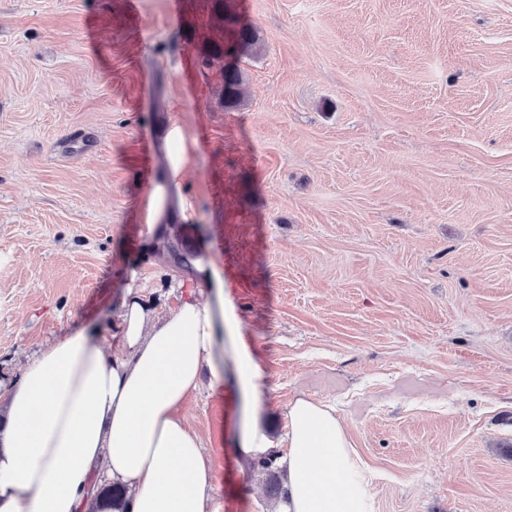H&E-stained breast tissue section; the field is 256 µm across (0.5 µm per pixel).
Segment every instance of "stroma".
<instances>
[{
    "label": "stroma",
    "mask_w": 512,
    "mask_h": 512,
    "mask_svg": "<svg viewBox=\"0 0 512 512\" xmlns=\"http://www.w3.org/2000/svg\"><path fill=\"white\" fill-rule=\"evenodd\" d=\"M241 25L227 108L198 59ZM173 125L189 209L162 239ZM174 242L222 266L273 440L327 403L366 512H512V0H0V374L128 289L172 309ZM235 410L181 407L223 512H276L223 451ZM185 153L182 130L174 125L166 133L163 143L165 163L149 196L147 228L157 235L164 231L173 209L178 207L182 213L185 211L184 202L177 192V182L184 166Z\"/></svg>",
    "instance_id": "stroma-1"
}]
</instances>
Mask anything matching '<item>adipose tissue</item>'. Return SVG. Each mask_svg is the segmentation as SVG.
I'll return each instance as SVG.
<instances>
[{
	"label": "adipose tissue",
	"instance_id": "1",
	"mask_svg": "<svg viewBox=\"0 0 512 512\" xmlns=\"http://www.w3.org/2000/svg\"><path fill=\"white\" fill-rule=\"evenodd\" d=\"M182 130L163 143L147 228L162 234L185 161ZM166 315L127 295L104 350L85 328L42 348L20 377L0 381V512H91L100 488L128 490L125 512H222L214 455L178 409L199 387L233 392L231 453L243 460L274 446L260 424L263 372L241 336L234 297L217 260L199 256ZM287 451L277 458L287 501L281 512H364L337 490L354 450L334 409L307 399L287 408Z\"/></svg>",
	"mask_w": 512,
	"mask_h": 512
}]
</instances>
